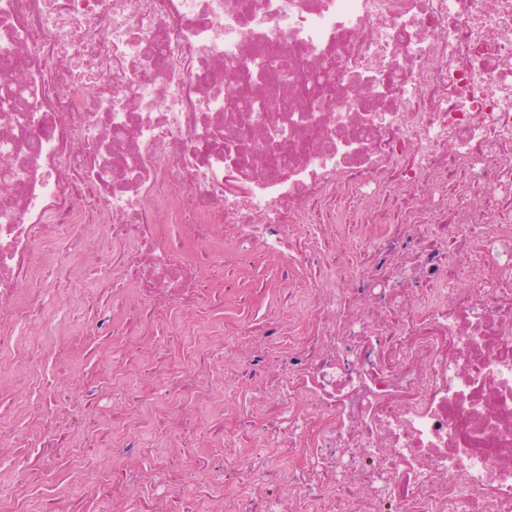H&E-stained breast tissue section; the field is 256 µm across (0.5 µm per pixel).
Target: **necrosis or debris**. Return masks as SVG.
<instances>
[{"mask_svg":"<svg viewBox=\"0 0 512 512\" xmlns=\"http://www.w3.org/2000/svg\"><path fill=\"white\" fill-rule=\"evenodd\" d=\"M269 55L331 76L288 113L228 111L225 79L272 92ZM4 97L0 387L34 377L38 456L0 512L60 506L105 418L116 472L81 512H512V0H0ZM247 255L305 270L302 309L225 328L251 346L230 372L177 316L237 292ZM90 281L116 304L67 331L124 356L156 336L154 382L96 372L78 406L22 339ZM203 403L224 447L204 492L127 435L195 447Z\"/></svg>","mask_w":512,"mask_h":512,"instance_id":"1","label":"necrosis or debris"}]
</instances>
